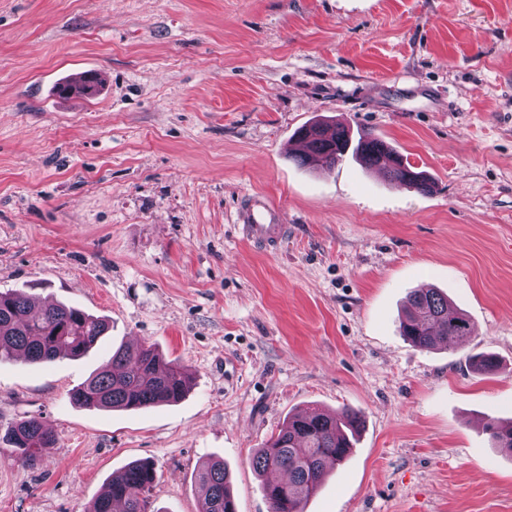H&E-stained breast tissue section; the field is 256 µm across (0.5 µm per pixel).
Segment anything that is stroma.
I'll list each match as a JSON object with an SVG mask.
<instances>
[{
	"label": "stroma",
	"instance_id": "35a3bbf8",
	"mask_svg": "<svg viewBox=\"0 0 512 512\" xmlns=\"http://www.w3.org/2000/svg\"><path fill=\"white\" fill-rule=\"evenodd\" d=\"M88 72L97 94L56 95ZM315 121L379 136L432 191L299 164ZM248 194L281 208V251L234 229ZM426 287L471 336H400ZM7 289L110 330L79 359L0 361V434L35 416L57 436L34 468L0 442V512H88L142 459L148 512H199L217 457L237 512H269L251 458L309 407L362 427L305 512H512V454L484 430L512 419V0H0ZM143 343L188 368L184 398L73 405Z\"/></svg>",
	"mask_w": 512,
	"mask_h": 512
}]
</instances>
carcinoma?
<instances>
[{
    "instance_id": "obj_1",
    "label": "carcinoma",
    "mask_w": 512,
    "mask_h": 512,
    "mask_svg": "<svg viewBox=\"0 0 512 512\" xmlns=\"http://www.w3.org/2000/svg\"><path fill=\"white\" fill-rule=\"evenodd\" d=\"M88 83L97 90L102 80L96 74H85L59 83L56 93L64 97ZM299 138L306 141L307 149L299 156L302 163L313 156L334 167L351 152L364 165L382 170L391 182L420 193L432 189L425 174L397 157L383 140L367 135L355 141L342 123H314L302 128ZM108 328L105 318L65 304H51L35 315L30 298L9 290L0 292V361L21 357L28 363L47 365L60 357L78 358L88 353ZM399 330L415 347L432 351L470 335L474 327L437 289L422 288L409 295ZM189 387L185 366L166 359L152 345H137L113 352L105 366L71 390L69 398L88 409L131 410L176 402ZM359 422V414L349 409L333 413L306 410L288 417L252 458L253 468L262 474L270 470L288 474L286 481L262 486L270 512H304V503L320 487L326 468L343 462L350 453ZM485 430L496 447L512 453V421H489ZM3 440L23 464L34 467L55 447L57 438L40 419L25 417L7 429ZM155 480L151 463L133 462L112 475L89 512H113L116 502L123 505L124 512H147L148 493ZM196 480L204 490L200 512H233L227 502L231 492L224 460L206 462Z\"/></svg>"
}]
</instances>
